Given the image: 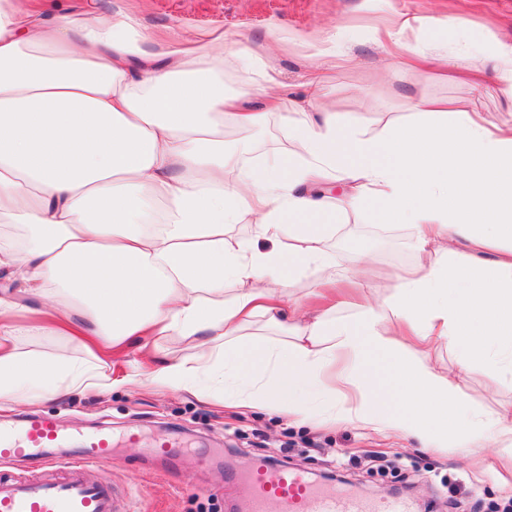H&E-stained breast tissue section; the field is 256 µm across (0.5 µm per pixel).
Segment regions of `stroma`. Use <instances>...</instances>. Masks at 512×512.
I'll return each instance as SVG.
<instances>
[{"mask_svg":"<svg viewBox=\"0 0 512 512\" xmlns=\"http://www.w3.org/2000/svg\"><path fill=\"white\" fill-rule=\"evenodd\" d=\"M101 17L137 18L155 34V52L177 43L185 32L198 36L219 30L228 55L272 46L281 79L295 99L314 67L327 64L323 47L341 42L357 59L351 68L331 71L324 101L342 118L356 121L370 134L415 119L417 97L462 100L488 120L512 122V96L498 81L475 92L436 73L412 74L376 43L375 32L404 13L416 23L407 39L421 52L448 55L449 69L466 65L484 45L512 47V0H98ZM288 132L280 117L263 127L239 132L225 128L224 139L248 148L246 161L286 151ZM376 241L366 251L367 290L380 300L392 290L395 277L416 266L415 252L402 225L383 227L371 215L352 214L326 248L340 275L350 273L354 246ZM467 399L486 410L512 401V386L498 382L484 369L468 371L463 385ZM56 418L67 431L87 433L111 428L120 444L116 455L97 462L95 475L111 483L124 512H246L250 489L228 479L229 470L247 469L266 460L314 475L336 472L340 487L374 503L397 497L410 501L413 512H512V475L495 464L476 466L482 448L463 454L427 452L393 437L354 425L301 427L286 417L245 409H227L216 401L154 387L129 386L97 394L56 397L0 412V422L16 424L31 415ZM140 439L169 441L171 460L151 470L139 490L127 493L131 464L139 457L134 445L122 444L128 432Z\"/></svg>","mask_w":512,"mask_h":512,"instance_id":"obj_1","label":"stroma"}]
</instances>
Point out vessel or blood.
I'll use <instances>...</instances> for the list:
<instances>
[{"label": "vessel or blood", "mask_w": 512, "mask_h": 512, "mask_svg": "<svg viewBox=\"0 0 512 512\" xmlns=\"http://www.w3.org/2000/svg\"><path fill=\"white\" fill-rule=\"evenodd\" d=\"M113 453L112 434L106 429L76 441L54 418L41 415L1 427L0 459L34 462L41 474L35 479L0 476V512H116L111 487L90 474L97 461ZM249 480V512H405L396 502L377 508L336 497L285 468L260 469Z\"/></svg>", "instance_id": "vessel-or-blood-1"}]
</instances>
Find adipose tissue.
I'll return each mask as SVG.
<instances>
[{"instance_id":"adipose-tissue-1","label":"adipose tissue","mask_w":512,"mask_h":512,"mask_svg":"<svg viewBox=\"0 0 512 512\" xmlns=\"http://www.w3.org/2000/svg\"><path fill=\"white\" fill-rule=\"evenodd\" d=\"M412 28L400 16L376 40L410 72H447V56L399 42ZM192 41L160 55L135 17L49 18L38 0H0V409L139 382L17 348L53 333L106 358L136 347L161 362L149 383L199 398L222 389L232 407L512 461V402L474 410L460 376L483 364L512 383V123L422 97L419 121L370 135L322 108L284 112L263 54L226 59L220 32L201 52ZM229 65L255 76L257 106L226 87ZM274 114L291 150L257 166L225 155V122L248 130ZM371 202L378 223L407 225L422 263L340 320L325 243ZM228 224L251 238L226 245ZM304 277L318 306L292 290ZM65 290L81 303L61 312ZM259 322L286 339L244 337ZM173 337L195 358L163 354ZM442 345L460 373L426 362Z\"/></svg>"}]
</instances>
